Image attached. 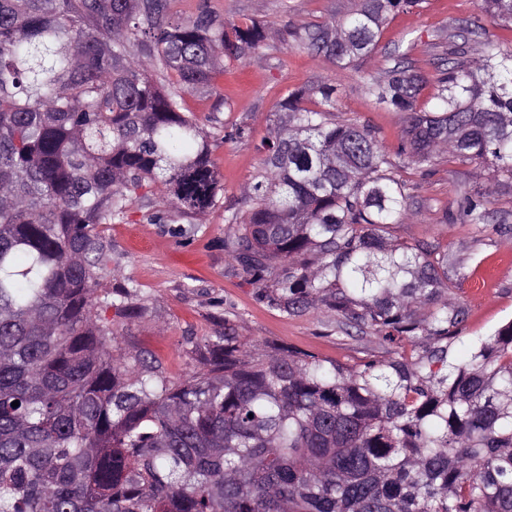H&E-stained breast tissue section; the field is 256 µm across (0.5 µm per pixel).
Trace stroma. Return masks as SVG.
I'll return each instance as SVG.
<instances>
[{"label":"stroma","mask_w":512,"mask_h":512,"mask_svg":"<svg viewBox=\"0 0 512 512\" xmlns=\"http://www.w3.org/2000/svg\"><path fill=\"white\" fill-rule=\"evenodd\" d=\"M204 3L228 23L254 19L273 31L290 22L299 27L317 24L351 14L357 7L356 0H172L171 13L186 18ZM481 15L480 0H423L418 9L390 17L373 61L358 70L334 69L312 51L272 38L260 48L258 62L224 73L214 80L211 92L184 94L185 108L200 121L214 120L219 136L239 126L246 134L216 142L213 158L222 188L205 213L187 217L175 212L170 223L154 224L147 216L156 199H139L126 218L108 225L115 275L107 285L138 288V312L112 318L119 347L152 353L173 381L199 369L203 363L199 344L228 328L260 344L295 347L344 362L381 355L375 336L337 330L334 314L289 317L259 303L224 250L226 218L243 208L241 189L262 167L258 146L274 127L277 104L288 92L336 77V118L370 123L385 151L394 152L402 116L364 93V77L377 74L397 47L406 51L412 68L434 77L449 29ZM491 175L484 164L443 160L426 179L411 168L402 173L412 196V215L396 225L394 235L409 243L420 239L439 243L455 260L458 277L451 297L468 313L456 345L460 356L473 341L512 319V237L483 236L471 225L443 220L445 212L460 208L459 185L482 187ZM178 226L190 228V236L175 237Z\"/></svg>","instance_id":"35a3bbf8"}]
</instances>
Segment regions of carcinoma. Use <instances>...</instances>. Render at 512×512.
I'll list each match as a JSON object with an SVG mask.
<instances>
[{
  "label": "carcinoma",
  "instance_id": "cac0c4a2",
  "mask_svg": "<svg viewBox=\"0 0 512 512\" xmlns=\"http://www.w3.org/2000/svg\"><path fill=\"white\" fill-rule=\"evenodd\" d=\"M346 18L279 33L341 68L375 53L390 14L422 0H358ZM170 0H0V512H512V319L454 358L467 312L448 302V252L402 242L401 172L476 162L512 179V50L468 58L448 32L434 93L395 50L365 83L404 115L390 155L366 122L332 120L336 79L295 90L226 218L224 250L258 302L332 312L384 356L353 364L224 333L205 368L173 383L118 347L104 286L112 242L140 190L162 186L156 224L216 200L207 131L181 95L250 64L269 37ZM512 27V0H481ZM494 188L459 217L489 224ZM18 401L19 406L11 403Z\"/></svg>",
  "mask_w": 512,
  "mask_h": 512
}]
</instances>
